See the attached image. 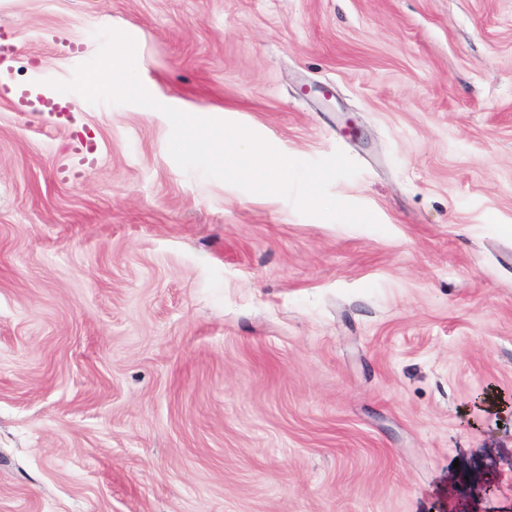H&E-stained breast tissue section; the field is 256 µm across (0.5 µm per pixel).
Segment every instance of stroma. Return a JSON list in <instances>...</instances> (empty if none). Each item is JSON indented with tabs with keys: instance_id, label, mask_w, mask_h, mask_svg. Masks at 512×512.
Returning a JSON list of instances; mask_svg holds the SVG:
<instances>
[{
	"instance_id": "stroma-1",
	"label": "stroma",
	"mask_w": 512,
	"mask_h": 512,
	"mask_svg": "<svg viewBox=\"0 0 512 512\" xmlns=\"http://www.w3.org/2000/svg\"><path fill=\"white\" fill-rule=\"evenodd\" d=\"M104 27L380 229L182 170L160 110L15 111ZM0 42V512H512V0H0Z\"/></svg>"
}]
</instances>
